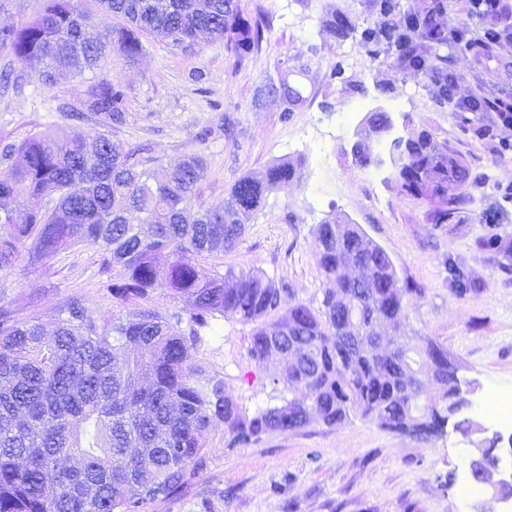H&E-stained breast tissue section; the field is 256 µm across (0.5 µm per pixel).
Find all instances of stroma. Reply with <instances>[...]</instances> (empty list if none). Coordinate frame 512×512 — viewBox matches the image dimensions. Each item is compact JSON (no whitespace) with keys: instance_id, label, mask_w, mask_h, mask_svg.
I'll list each match as a JSON object with an SVG mask.
<instances>
[{"instance_id":"stroma-1","label":"stroma","mask_w":512,"mask_h":512,"mask_svg":"<svg viewBox=\"0 0 512 512\" xmlns=\"http://www.w3.org/2000/svg\"><path fill=\"white\" fill-rule=\"evenodd\" d=\"M332 1L349 9L354 23L364 22L358 0H241L245 12L267 16L271 28L261 48L239 64L223 43L207 38L185 53L147 37L133 62L112 52L103 70L122 87L128 111L127 125L115 136L126 145L144 146L143 157L159 178L187 156L202 155L206 175L194 200L202 210L223 206L241 176L262 175L285 155L303 157L302 181L269 194L237 246L208 258L207 266L239 274L261 269L287 282L297 301L319 306L324 278L315 228L330 213L349 217L388 253L399 276L417 286L409 335L430 337L447 349L461 375L477 386L475 420L489 432L510 436L511 426L491 420L486 400L512 393V274L475 241L490 222L512 236V203L488 192L476 196L466 223L435 226L425 203L398 194L389 183L391 164L360 167L351 146L364 115L382 108L393 113L397 134L434 130L474 172L504 185L512 184V154L497 157L462 135L450 113L437 111L423 96L418 76L387 68L394 91L379 94L373 64L320 33L319 18ZM344 53L349 75L362 81L365 94L341 97L331 80V68ZM287 57L306 59L310 73L306 103L285 118L276 99L260 102L256 93ZM452 66L465 75L466 89L512 95L511 69L479 65L466 56L455 57ZM4 68L24 71L33 81L19 94L0 88V137L20 140L37 130L70 126L68 107L83 90L81 78L67 74L45 88L35 81L37 62L21 63L2 51ZM447 254L481 282V294L461 299L451 292L442 265ZM122 276L118 266L100 274L99 253L89 245L35 266L23 258L0 270V305L25 320L54 314L79 295L89 314L103 320L113 311L107 285ZM251 333L250 326L219 320L206 345L192 354L223 378L250 412L278 403L272 379L281 369L276 360L262 369L254 366L248 354ZM475 453L471 438L450 428L417 440L355 418L232 447L219 425L198 477L156 512H469L472 501L463 499L461 488L471 480L468 463Z\"/></svg>"}]
</instances>
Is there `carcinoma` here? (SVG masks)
<instances>
[{
	"label": "carcinoma",
	"mask_w": 512,
	"mask_h": 512,
	"mask_svg": "<svg viewBox=\"0 0 512 512\" xmlns=\"http://www.w3.org/2000/svg\"><path fill=\"white\" fill-rule=\"evenodd\" d=\"M467 20L450 28L448 0H361L373 20L360 27L341 25L346 10L329 6L320 30L340 42L352 40L377 67L391 61L398 70L423 78L421 89L439 108L454 115L459 129L500 157L512 153V96L460 93L461 78L449 65L456 55L484 64L500 63L512 45V0H461ZM123 23L90 39V18L80 0H41L26 23L0 29V49L20 61L42 63L44 86L63 73L86 78L87 86L71 117H101L105 131L93 156L77 128L45 129L20 140L0 139V270L25 255L45 263L78 245L97 248L100 271L124 269L107 285L117 307L149 301L160 291L187 296V320L164 319L149 309L133 318L96 320L82 299L72 298L50 317L17 319L0 306V512H150L188 487L205 464L214 424L248 445L274 433L301 430L314 422L333 427L360 416L397 432L411 425L424 440L453 419L468 436L471 403L455 392L447 374L435 395L424 377L435 353L448 355L424 336L406 337L408 302L417 292L399 277L385 252L363 228L328 216L315 229L317 262L325 279L318 308L292 298L288 284L262 270L237 274L200 263L203 257L235 247L246 224L267 195L301 180L305 159L274 160L265 176L248 174L232 186L224 208L195 211L192 201L206 170L190 155L165 180L139 167L138 150L115 139L127 122L124 93L98 74L114 50L134 60L142 38L169 41L194 51L197 38L222 41L240 63L259 50L270 28L263 16L245 15L241 0H101ZM91 73L85 77V73ZM302 61L277 66V83L263 84L257 101L273 97L283 119L306 102L293 77L308 76ZM332 77L344 96L364 92L345 76L344 61ZM389 112H370V126L358 133L355 159L372 165L368 142ZM390 183L405 196L425 202L435 224H461L473 191L488 182L448 148V138L422 129L390 145ZM476 244L504 260L512 271V238L487 225ZM360 263L383 284L372 294L355 288L346 270ZM448 288L459 298L477 296L480 282L451 255L444 256ZM357 310L355 337L370 338L387 324L405 338L390 355L366 356L341 343L344 310L339 292ZM219 317L251 324L249 354L262 368L271 358V333L279 331V359L285 363L273 385L280 403L250 414L227 391L189 360L203 343L201 331ZM302 345L306 358L289 367L288 344ZM501 443L483 440L472 459L479 471L498 457ZM77 457L80 464L64 461Z\"/></svg>",
	"instance_id": "carcinoma-1"
}]
</instances>
